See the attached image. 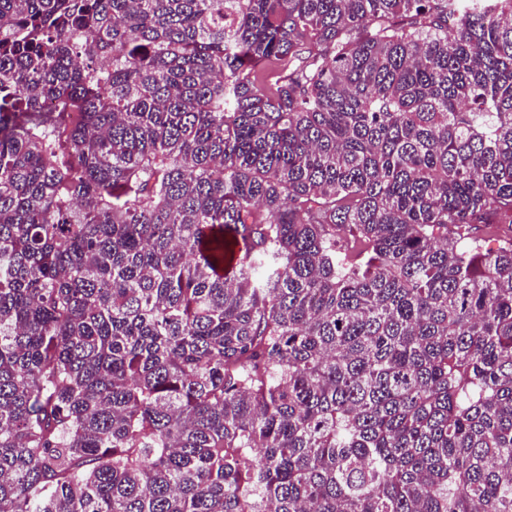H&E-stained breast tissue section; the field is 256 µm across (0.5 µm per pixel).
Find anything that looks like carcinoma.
Returning a JSON list of instances; mask_svg holds the SVG:
<instances>
[{"label": "carcinoma", "instance_id": "1", "mask_svg": "<svg viewBox=\"0 0 512 512\" xmlns=\"http://www.w3.org/2000/svg\"><path fill=\"white\" fill-rule=\"evenodd\" d=\"M503 224L512 0H0V512H512Z\"/></svg>", "mask_w": 512, "mask_h": 512}]
</instances>
